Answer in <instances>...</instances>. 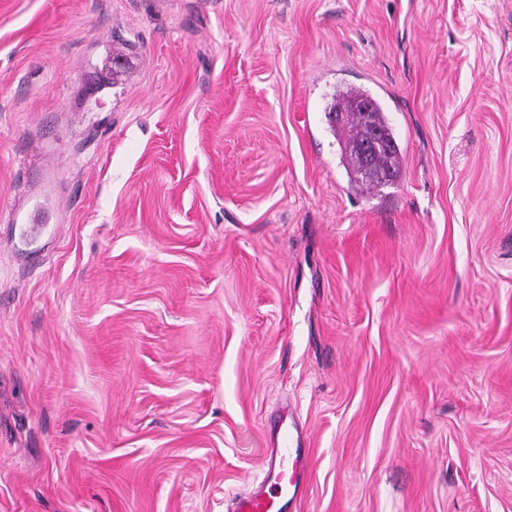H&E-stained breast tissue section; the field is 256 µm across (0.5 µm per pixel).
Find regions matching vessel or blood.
<instances>
[{"mask_svg": "<svg viewBox=\"0 0 512 512\" xmlns=\"http://www.w3.org/2000/svg\"><path fill=\"white\" fill-rule=\"evenodd\" d=\"M263 434L261 476L250 492L235 499L231 512H284L304 493L310 459L302 431L281 414L264 424Z\"/></svg>", "mask_w": 512, "mask_h": 512, "instance_id": "b4317fda", "label": "vessel or blood"}]
</instances>
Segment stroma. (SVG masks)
<instances>
[{"label": "stroma", "mask_w": 512, "mask_h": 512, "mask_svg": "<svg viewBox=\"0 0 512 512\" xmlns=\"http://www.w3.org/2000/svg\"><path fill=\"white\" fill-rule=\"evenodd\" d=\"M129 60L96 96L109 53ZM368 89L402 151L351 186ZM0 512H512V0H0ZM359 100L371 105V119L377 131L378 138L382 140V145L371 154L372 162L381 178L376 182L364 183L373 186H380L383 185V179L393 182L398 177L402 164V155L395 137L394 129L391 126L384 107L379 100L374 98L367 89L354 85H347L337 90L328 112L331 119V127L334 131L340 127H350L348 131H343L346 132V135L343 138L345 139L343 160L345 161L350 181L355 184L359 183L360 180L356 175L358 174V170L363 164V161L364 165L361 169V174L368 179L376 178L375 170L373 169L369 158V152L366 151L367 144L361 147L364 152L365 160L358 149L359 145H362L368 140V131L363 122L362 114L360 112H346V116L342 122L336 121L332 116L333 113L338 114L339 112H337V110L341 107H347L351 103ZM263 434L268 448L260 479L250 492L234 500L231 512H282L304 493L310 459L301 447L303 432L282 413L264 424Z\"/></svg>", "instance_id": "1"}]
</instances>
